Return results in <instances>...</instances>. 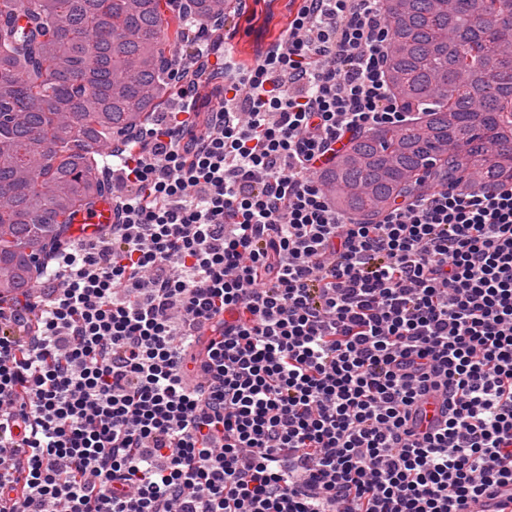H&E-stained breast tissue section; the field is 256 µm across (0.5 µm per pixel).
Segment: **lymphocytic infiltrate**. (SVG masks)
<instances>
[{
  "mask_svg": "<svg viewBox=\"0 0 512 512\" xmlns=\"http://www.w3.org/2000/svg\"><path fill=\"white\" fill-rule=\"evenodd\" d=\"M390 45L381 0H300L232 107L113 154L115 223L0 306V512H465L512 483V183L359 224L321 180L409 120Z\"/></svg>",
  "mask_w": 512,
  "mask_h": 512,
  "instance_id": "f902f5d3",
  "label": "lymphocytic infiltrate"
}]
</instances>
